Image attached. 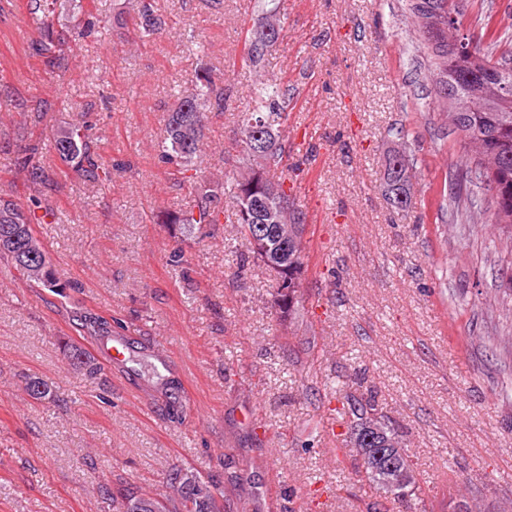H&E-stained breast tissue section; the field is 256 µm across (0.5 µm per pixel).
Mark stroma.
Instances as JSON below:
<instances>
[{
    "label": "stroma",
    "instance_id": "35a3bbf8",
    "mask_svg": "<svg viewBox=\"0 0 512 512\" xmlns=\"http://www.w3.org/2000/svg\"><path fill=\"white\" fill-rule=\"evenodd\" d=\"M135 5L82 0L108 28L52 67L28 0H0V193L40 197L34 231L63 285L0 263V512H123L124 489L174 508L175 469L214 481L223 512H400L336 454L341 376L400 431L425 488L413 512H512V240L457 189L460 137L410 0H282L283 36L257 65L244 41L271 0H156L164 25L145 43ZM203 66L227 96L199 175L245 168L235 138L267 77L288 84L291 160L316 155L293 182L306 250L292 311L237 225L186 237L168 221L197 197L160 160L164 120ZM86 122L110 181L47 153L51 182L30 184L25 149ZM395 148L412 163L404 210L383 180ZM87 311L127 345L93 376L64 356L105 344L81 332ZM30 376L54 399H33Z\"/></svg>",
    "mask_w": 512,
    "mask_h": 512
}]
</instances>
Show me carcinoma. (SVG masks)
<instances>
[{
    "label": "carcinoma",
    "mask_w": 512,
    "mask_h": 512,
    "mask_svg": "<svg viewBox=\"0 0 512 512\" xmlns=\"http://www.w3.org/2000/svg\"><path fill=\"white\" fill-rule=\"evenodd\" d=\"M58 0H30L32 15L37 28L42 32L40 54L51 62L61 59L66 40H80L105 27L102 19H90L85 25H74L69 36L56 35L52 17ZM413 12L424 18L439 17L443 25L451 24L460 31L465 41L462 49H448V37L439 27L424 32L427 48L430 50L435 75L441 78L438 98L446 109L453 108L460 101L469 105L468 111L459 113L452 127L461 136V147L467 153V164L461 172L462 179L469 184L470 208L480 213L483 209L482 195L489 196L493 206L492 223L501 231L512 236V33L497 27L492 15L484 17L482 32L475 35L464 30V0H413ZM163 21L153 9V0H137L136 26L142 39L158 33ZM277 40L264 42L258 39L254 30H248L246 39L247 57L257 61L265 55ZM256 109L245 113L242 125L252 122L274 130L282 126L288 108V87L277 80L263 81L255 92ZM224 106V89L217 86L207 69L198 71L178 90V103L167 114L165 138L161 160L178 167L181 173L192 181L193 189L200 200L197 210H189L170 217V223L179 224L192 233L198 224H217L224 213V203L233 208L234 222L239 224L244 238L256 233L258 225L247 223L240 215V208L247 207L246 200L261 196V184L272 180L270 172L281 166L286 153L285 143H280L271 162H260L248 157L246 171L254 166L261 168L259 178L250 183L245 174H240L231 186L220 180H194L195 159L200 151V142L207 119V113L214 107ZM91 126H74L61 130L50 142L47 152L58 155L64 162L72 164L89 182L98 183L110 178L111 172L102 158L92 151L89 131ZM39 148L33 146L23 158V168L27 170L28 181L33 185L42 184L47 174L40 160ZM384 180L386 193L391 204L402 209L411 200L410 163L406 155L393 151L387 154ZM285 178L276 181L280 193L279 203L288 210L294 223H304V212L296 196L288 192ZM41 200L29 199L22 206L12 199L0 195V260L5 259L18 270L27 281L50 292L60 291L61 285L55 279L50 266L43 264L45 249L35 236L33 225L42 217ZM82 327L91 330L96 336H118L121 324L110 322L93 313L81 318ZM67 359L76 368L90 374L98 372L97 365L79 347H72ZM26 390L35 399H45L51 395V387L40 378H30L25 383ZM349 424L348 432L362 433L370 425L377 423L388 439L399 437V431L385 416L378 412L374 397L359 400L345 397ZM403 464L409 472L407 484L389 488L383 482V472L372 468H361L357 476L362 485L394 502L406 504L423 494L416 470L409 455H404ZM172 487L180 492L183 512H220L211 491V482H204L194 475L181 472L169 475ZM125 501H136L140 512H170L160 500L144 497L125 490Z\"/></svg>",
    "instance_id": "cac0c4a2"
}]
</instances>
